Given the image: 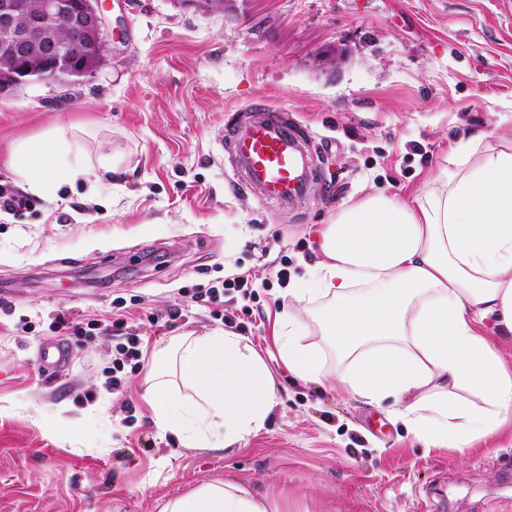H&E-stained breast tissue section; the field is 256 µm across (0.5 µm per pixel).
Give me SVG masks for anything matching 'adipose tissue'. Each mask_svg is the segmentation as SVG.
<instances>
[{
    "label": "adipose tissue",
    "instance_id": "ef3b65f1",
    "mask_svg": "<svg viewBox=\"0 0 512 512\" xmlns=\"http://www.w3.org/2000/svg\"><path fill=\"white\" fill-rule=\"evenodd\" d=\"M500 141H467L439 171V189L408 201L375 194L320 225L318 260L288 295L329 303L311 323L289 310L277 320V354L295 378L319 380L332 349L345 362L337 384L370 404L397 400L393 417L430 448L462 451L512 421V372L476 328L490 319L512 335V132ZM69 152L53 130L15 146L8 166L27 191L49 196L59 178L84 173ZM314 326L323 343L309 341ZM145 383L157 426L188 448L231 447L277 402L263 356L221 330L156 354ZM161 512L272 510L266 497L214 482Z\"/></svg>",
    "mask_w": 512,
    "mask_h": 512
}]
</instances>
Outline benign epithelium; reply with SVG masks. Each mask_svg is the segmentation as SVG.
<instances>
[{"label":"benign epithelium","instance_id":"7a95c632","mask_svg":"<svg viewBox=\"0 0 512 512\" xmlns=\"http://www.w3.org/2000/svg\"><path fill=\"white\" fill-rule=\"evenodd\" d=\"M110 2L0 0V95L35 81L67 86L103 67Z\"/></svg>","mask_w":512,"mask_h":512}]
</instances>
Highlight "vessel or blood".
I'll return each mask as SVG.
<instances>
[{"label":"vessel or blood","instance_id":"1","mask_svg":"<svg viewBox=\"0 0 512 512\" xmlns=\"http://www.w3.org/2000/svg\"><path fill=\"white\" fill-rule=\"evenodd\" d=\"M230 150L246 188L280 208L300 201L309 188V148L284 112H264L236 123Z\"/></svg>","mask_w":512,"mask_h":512}]
</instances>
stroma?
<instances>
[{
  "mask_svg": "<svg viewBox=\"0 0 512 512\" xmlns=\"http://www.w3.org/2000/svg\"><path fill=\"white\" fill-rule=\"evenodd\" d=\"M108 31V64L70 89L0 95V184L20 190L11 146L52 129L87 159L85 179L0 211V512H161L224 480L276 512H512L511 423L462 453L429 448L336 389L333 352L319 382L274 357L292 305L276 274L315 264L313 225L377 192L411 198L461 142L496 147L512 128V0H123ZM259 104L315 141L311 191L287 210L243 187L221 144ZM231 276L251 294L193 298ZM226 325L269 358L277 403L232 447H183L143 379L179 337ZM56 335L70 360L50 373ZM131 336L142 362L116 391ZM138 342L136 338H130L129 345L126 346L124 344H120L117 346L116 351L119 357H116L113 361L112 366V389H119L121 385V378H119L116 374L120 372L121 369L124 368L125 364L129 362L135 361L134 365L140 363V359L142 357L140 349L137 347Z\"/></svg>",
  "mask_w": 512,
  "mask_h": 512,
  "instance_id": "obj_1",
  "label": "stroma"
}]
</instances>
